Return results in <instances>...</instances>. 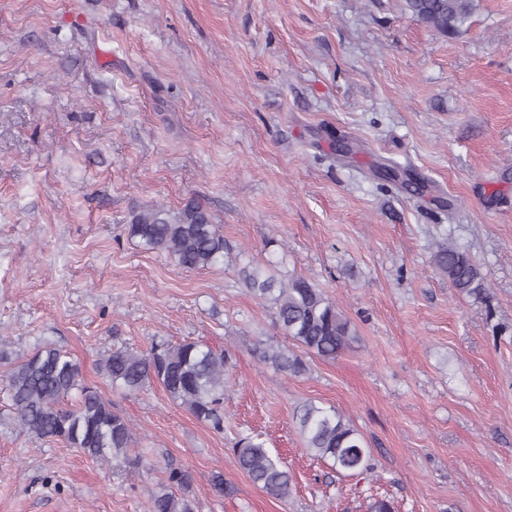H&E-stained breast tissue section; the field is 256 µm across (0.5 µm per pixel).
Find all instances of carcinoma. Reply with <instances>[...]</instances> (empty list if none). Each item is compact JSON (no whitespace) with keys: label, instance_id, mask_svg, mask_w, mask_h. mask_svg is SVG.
<instances>
[{"label":"carcinoma","instance_id":"cac0c4a2","mask_svg":"<svg viewBox=\"0 0 512 512\" xmlns=\"http://www.w3.org/2000/svg\"><path fill=\"white\" fill-rule=\"evenodd\" d=\"M404 9L442 34L459 31L474 9V0H403ZM127 230L148 250L163 251L186 270L212 267L224 258V236L211 214L190 198L178 208L153 205L132 212ZM436 270L459 292L488 300L485 279L476 264L457 247L444 244L434 254ZM241 281L254 297L267 302L283 335L308 353L334 359L355 338L349 320L313 281L277 277L260 265L241 270ZM263 365L290 376L306 373L303 359L286 346L261 339L251 345ZM231 356L198 342L153 344L146 351L117 347L100 362L112 389L136 392L158 383L194 417L214 430L224 429V378ZM14 421L22 432L40 440L64 441L78 452L136 468L143 457L129 454L133 433L129 421L112 403L85 384L80 364L68 353L45 345L11 362L7 375ZM75 396L74 404L65 398ZM304 447L328 460L336 472L369 469L370 451L352 423L336 409L309 401L295 416ZM240 471L268 496L284 500L293 481L280 459L265 444L244 437L233 448ZM191 474L168 468L167 480L151 491L148 512H194Z\"/></svg>","mask_w":512,"mask_h":512}]
</instances>
